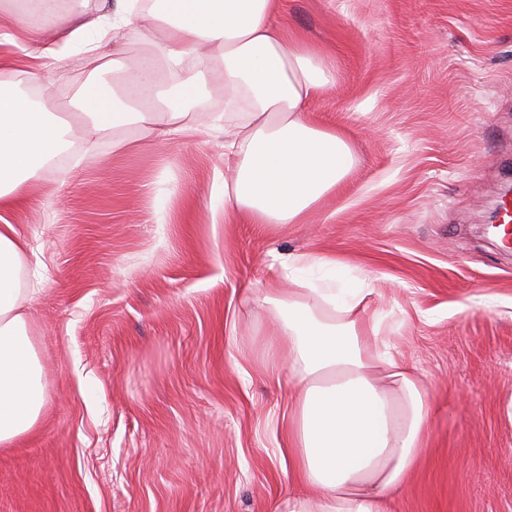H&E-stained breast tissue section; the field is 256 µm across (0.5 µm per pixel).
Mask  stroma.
<instances>
[{
	"label": "stroma",
	"instance_id": "stroma-1",
	"mask_svg": "<svg viewBox=\"0 0 512 512\" xmlns=\"http://www.w3.org/2000/svg\"><path fill=\"white\" fill-rule=\"evenodd\" d=\"M335 81L309 104L356 164L303 224L224 218V133L44 168L0 210L37 250L26 303L46 404L0 447V512H275L296 382L257 291L308 253L368 278L379 348L432 405L391 512H512V251L481 226L512 174V0H284ZM111 70L71 65L73 109Z\"/></svg>",
	"mask_w": 512,
	"mask_h": 512
}]
</instances>
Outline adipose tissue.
Segmentation results:
<instances>
[{
    "label": "adipose tissue",
    "mask_w": 512,
    "mask_h": 512,
    "mask_svg": "<svg viewBox=\"0 0 512 512\" xmlns=\"http://www.w3.org/2000/svg\"><path fill=\"white\" fill-rule=\"evenodd\" d=\"M282 0H0V208L19 204L30 180L59 153L94 156L101 138L126 147V132L166 138L199 131L192 105L205 82L224 95L227 149L238 163L224 187L225 216L299 224L348 175L355 157L336 131L316 126L311 99L335 79L314 46L275 22ZM135 32L148 64L113 62L111 94L87 87L78 102L81 133L10 77L41 83L60 75L72 45L96 60L113 32ZM33 250L0 224V446L31 433L45 405L42 366L24 304L23 263ZM326 268L321 281L302 271ZM289 289L256 296L280 315L269 349L297 382L288 444L292 488L279 512H390L428 432L432 408L420 373L371 348L359 294L342 268L307 254L285 263Z\"/></svg>",
    "instance_id": "1"
}]
</instances>
